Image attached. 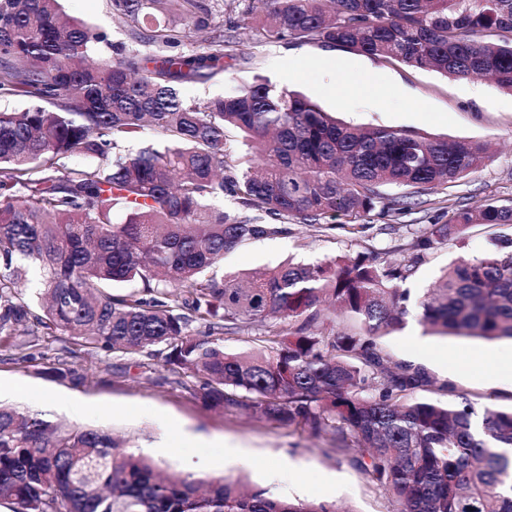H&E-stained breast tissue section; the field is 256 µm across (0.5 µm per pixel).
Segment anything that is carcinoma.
I'll use <instances>...</instances> for the list:
<instances>
[{
  "label": "carcinoma",
  "instance_id": "obj_1",
  "mask_svg": "<svg viewBox=\"0 0 512 512\" xmlns=\"http://www.w3.org/2000/svg\"><path fill=\"white\" fill-rule=\"evenodd\" d=\"M155 47L99 57L107 37L66 19L60 0H0V339L33 358L41 326L90 351L143 352L196 379L222 409L336 435V456L388 495L392 512H512V408L478 404L396 363L379 338L402 325L401 287L438 245L474 224H512L491 198L427 217L409 257L367 253L217 277L224 254L297 219L404 215L417 202L383 185L448 188L484 160L480 142L339 123L305 96L257 76L205 103L181 85L224 71L233 38L201 0H112ZM240 23L274 42H320L512 90V0H247ZM212 29L199 51L162 20ZM486 32L498 39L487 40ZM152 127L161 136L114 154ZM242 134L233 157L225 129ZM235 198L238 212L211 201ZM125 214L122 223L114 215ZM39 273L35 299L26 296ZM136 282L142 289L115 294ZM432 334L512 340V250L460 257L414 301ZM200 324L204 330L194 329ZM255 323L260 348L224 336ZM0 503L10 512H341L224 477L162 471L103 429L0 404Z\"/></svg>",
  "mask_w": 512,
  "mask_h": 512
}]
</instances>
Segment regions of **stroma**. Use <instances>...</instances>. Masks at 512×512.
Instances as JSON below:
<instances>
[{
	"label": "stroma",
	"mask_w": 512,
	"mask_h": 512,
	"mask_svg": "<svg viewBox=\"0 0 512 512\" xmlns=\"http://www.w3.org/2000/svg\"><path fill=\"white\" fill-rule=\"evenodd\" d=\"M62 8L67 16L104 32L114 47L142 50L132 27L114 15L111 0H63ZM234 40L224 73L204 83L183 84L188 100L206 102L259 75L277 87L301 92L344 123L487 143L491 151L484 162L448 189L417 193L410 187L387 186L383 192L390 197L414 195L434 209L451 200L476 207L489 196L512 205V91L479 78L474 97L464 78L320 43L270 42L257 26L235 30ZM292 64L300 70L294 80L288 77ZM398 221L401 229L395 234L384 229L388 217L375 212L362 217L360 232L343 215L331 230L293 222L287 234L251 241L227 254L217 273L244 275L288 259L317 264L361 252L380 263L400 260L404 245L423 225L415 214ZM507 238H512V225H472L460 239L435 249L405 286L412 296L422 295L453 260L495 250ZM381 344L393 360L423 367L437 382L454 384L476 402L512 407V379L501 372L512 362L510 341L432 335L411 313ZM61 363L69 374L54 377L51 370ZM71 398L84 400L89 413L80 418L69 414L65 403ZM0 401L49 420L108 429L130 451L186 474L241 480L279 496L332 502L346 512L390 508L364 473L337 459L332 432L315 436L303 427L236 408L210 409L195 396L188 378L171 374L145 353L120 357L78 346L67 350L50 335L43 336L30 362L21 361L17 351L0 350ZM190 432L204 434L207 447L182 442V434ZM227 445L240 449L243 462L225 460Z\"/></svg>",
	"instance_id": "stroma-1"
}]
</instances>
